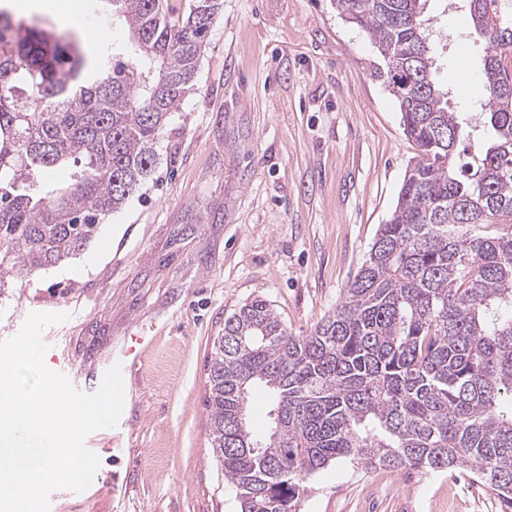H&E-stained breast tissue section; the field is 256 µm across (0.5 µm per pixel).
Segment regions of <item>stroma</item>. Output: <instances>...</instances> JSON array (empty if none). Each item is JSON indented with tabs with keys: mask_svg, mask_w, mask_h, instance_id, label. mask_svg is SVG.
Instances as JSON below:
<instances>
[{
	"mask_svg": "<svg viewBox=\"0 0 512 512\" xmlns=\"http://www.w3.org/2000/svg\"><path fill=\"white\" fill-rule=\"evenodd\" d=\"M425 14L449 104L477 125L487 44L460 0ZM382 63L331 0H222L153 177L80 254L0 290V341L30 313H68L42 333L44 362L91 393L136 322L164 327L126 416L86 439L91 485L54 490L50 512H240L210 448L213 342L257 297L294 336L343 301L418 155ZM297 512L500 508L463 475L339 459L308 476Z\"/></svg>",
	"mask_w": 512,
	"mask_h": 512,
	"instance_id": "35a3bbf8",
	"label": "stroma"
}]
</instances>
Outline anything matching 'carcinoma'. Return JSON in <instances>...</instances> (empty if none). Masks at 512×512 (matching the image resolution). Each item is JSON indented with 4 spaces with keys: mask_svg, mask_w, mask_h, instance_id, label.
Masks as SVG:
<instances>
[{
    "mask_svg": "<svg viewBox=\"0 0 512 512\" xmlns=\"http://www.w3.org/2000/svg\"><path fill=\"white\" fill-rule=\"evenodd\" d=\"M134 55L87 60L75 37L0 7V287L78 255L155 171L157 143L194 79L220 8L108 0ZM385 63L377 77L419 148L344 301L288 334L265 299L224 321L209 363V437L241 512H296L308 475L466 470L512 512V0H466L487 51L490 141L455 164L463 118L424 52V0H333ZM84 161L65 188L44 176ZM256 384L271 427L248 428Z\"/></svg>",
    "mask_w": 512,
    "mask_h": 512,
    "instance_id": "carcinoma-1",
    "label": "carcinoma"
}]
</instances>
